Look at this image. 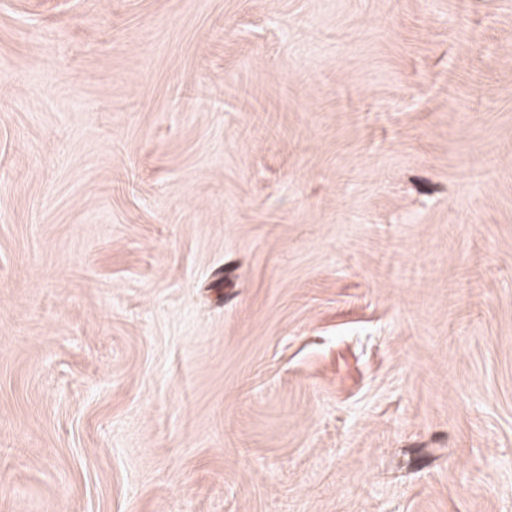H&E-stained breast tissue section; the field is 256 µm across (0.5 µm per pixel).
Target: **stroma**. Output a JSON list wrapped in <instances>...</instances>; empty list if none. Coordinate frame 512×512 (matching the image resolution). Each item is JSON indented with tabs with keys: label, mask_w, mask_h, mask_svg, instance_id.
I'll return each instance as SVG.
<instances>
[{
	"label": "stroma",
	"mask_w": 512,
	"mask_h": 512,
	"mask_svg": "<svg viewBox=\"0 0 512 512\" xmlns=\"http://www.w3.org/2000/svg\"><path fill=\"white\" fill-rule=\"evenodd\" d=\"M0 512H512V0H0Z\"/></svg>",
	"instance_id": "obj_1"
}]
</instances>
